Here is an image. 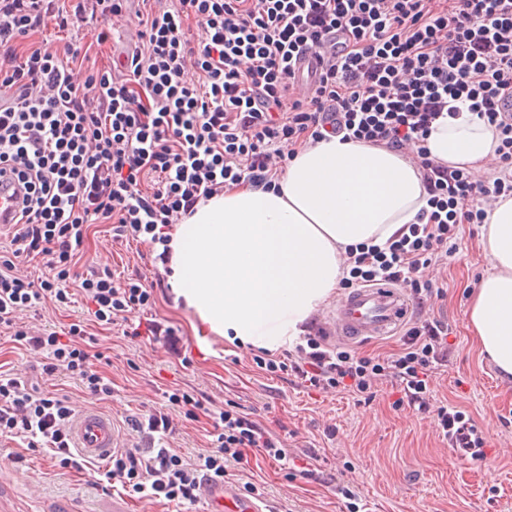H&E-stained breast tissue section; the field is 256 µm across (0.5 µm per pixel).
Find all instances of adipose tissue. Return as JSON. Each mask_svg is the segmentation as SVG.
Listing matches in <instances>:
<instances>
[{"instance_id": "1", "label": "adipose tissue", "mask_w": 512, "mask_h": 512, "mask_svg": "<svg viewBox=\"0 0 512 512\" xmlns=\"http://www.w3.org/2000/svg\"><path fill=\"white\" fill-rule=\"evenodd\" d=\"M498 136L469 110L432 125V158L478 175ZM274 192L247 184L198 203L170 230L167 282L210 335L276 352L333 294L347 247L384 245L426 204L421 174L399 153L333 137L294 156ZM490 265L467 320L481 351L512 383V198L487 217Z\"/></svg>"}]
</instances>
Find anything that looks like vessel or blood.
Masks as SVG:
<instances>
[{
    "mask_svg": "<svg viewBox=\"0 0 512 512\" xmlns=\"http://www.w3.org/2000/svg\"><path fill=\"white\" fill-rule=\"evenodd\" d=\"M409 300L392 283L356 288L337 303L323 327L342 341L362 342L391 335L406 319ZM77 448L90 460L105 458L117 445L111 419L100 413L82 411L74 423ZM199 497L208 512H262L258 500L230 482H206Z\"/></svg>",
    "mask_w": 512,
    "mask_h": 512,
    "instance_id": "obj_1",
    "label": "vessel or blood"
}]
</instances>
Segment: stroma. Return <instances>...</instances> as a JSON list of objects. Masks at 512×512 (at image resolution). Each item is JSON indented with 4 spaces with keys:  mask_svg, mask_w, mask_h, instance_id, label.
Masks as SVG:
<instances>
[{
    "mask_svg": "<svg viewBox=\"0 0 512 512\" xmlns=\"http://www.w3.org/2000/svg\"><path fill=\"white\" fill-rule=\"evenodd\" d=\"M83 261L129 276H145L150 269L146 246L113 242L108 224L90 225ZM488 270L481 225H462L455 254L433 274L443 295L424 307L425 314L449 327L447 361L432 377V404L434 409L458 407L474 420L486 440L480 460L461 458L449 447L437 430L434 410L422 414L397 406L401 392L393 379L379 384L370 401L345 392H307L290 376L258 369L251 350L216 336L197 337L192 316L167 288L156 289L153 312L178 328L190 366H182L149 336L131 342L116 327L99 324L85 302L62 309L46 299L36 315H24V322L60 333L82 323L96 369L112 380L111 400L91 398L65 374H42L44 353L17 349L5 331H0V370L38 378L42 393L69 396L75 410L109 417L119 445L127 448L141 443L128 417L167 405L168 393L178 389L203 406L193 420L182 410L172 413L174 444L185 456L205 448L208 410L233 407L249 414L267 430L287 436L291 455L318 454L310 475L301 476L249 453L248 477L266 486L267 506L282 512H351L355 507L360 512H512V394L505 393L467 326L471 290ZM2 456L8 464L0 467V512H104L112 505L111 491L95 486L92 470L58 468L46 454L4 439ZM342 486L354 492V500L339 494Z\"/></svg>",
    "mask_w": 512,
    "mask_h": 512,
    "instance_id": "obj_1",
    "label": "stroma"
}]
</instances>
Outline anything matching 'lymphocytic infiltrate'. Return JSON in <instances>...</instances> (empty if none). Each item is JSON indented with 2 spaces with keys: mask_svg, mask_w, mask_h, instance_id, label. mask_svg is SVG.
Here are the masks:
<instances>
[{
  "mask_svg": "<svg viewBox=\"0 0 512 512\" xmlns=\"http://www.w3.org/2000/svg\"><path fill=\"white\" fill-rule=\"evenodd\" d=\"M126 2L0 0V167L25 189L0 250V326L12 329L18 348L45 352L43 374L66 372L97 400L112 397L79 324L63 336L17 324L48 297L60 307L83 297L99 322L124 323L130 339L148 332L181 354L175 328L155 319L142 330L127 324L152 310L155 285L92 265L76 272L89 225H111L113 241L147 245L161 284L167 230L199 202L245 182L277 186L299 148L327 137L369 142L414 158L427 206L384 246L346 248L340 284H399L421 303L434 294L425 271L447 263L460 226L484 223L488 209L512 196V112L501 106L512 96V0H170L133 16ZM90 24L101 42L112 26H135L137 44L114 70L87 66L80 44L41 37L50 25L65 32ZM196 29L201 39H193ZM306 54L319 69L303 95L294 63ZM458 101L498 133L501 174L492 183L472 181L425 146L433 123L455 114ZM38 257L41 275L18 274L19 263ZM447 354V322L420 315L386 359L310 336L294 356L253 360L318 392L368 396L388 376L425 412ZM74 414L69 398L0 374V438L73 467ZM209 416L212 440L193 459L171 448L168 413L132 417L149 445L113 449L98 469L101 482L152 504L192 506L201 483L226 480L248 451L288 461L286 439L249 415ZM437 421L451 447L482 457L485 441L464 411L439 407Z\"/></svg>",
  "mask_w": 512,
  "mask_h": 512,
  "instance_id": "lymphocytic-infiltrate-1",
  "label": "lymphocytic infiltrate"
}]
</instances>
